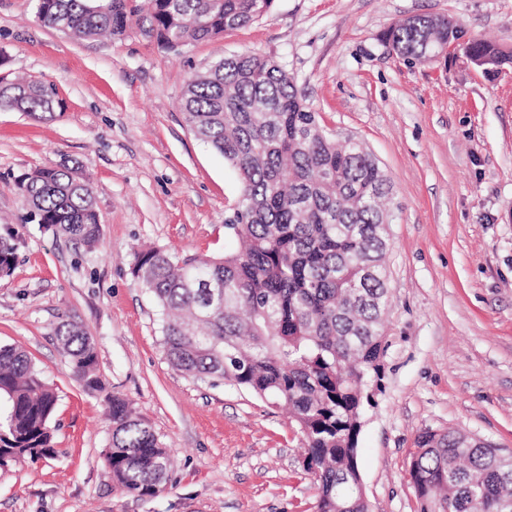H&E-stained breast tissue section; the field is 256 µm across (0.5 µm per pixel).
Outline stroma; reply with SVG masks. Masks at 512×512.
<instances>
[{
  "label": "stroma",
  "mask_w": 512,
  "mask_h": 512,
  "mask_svg": "<svg viewBox=\"0 0 512 512\" xmlns=\"http://www.w3.org/2000/svg\"><path fill=\"white\" fill-rule=\"evenodd\" d=\"M446 15L512 49V0H274L249 26L161 50L137 32L77 39L35 0H0V74L54 84L49 121L0 111V344L32 357L59 396L55 458L0 469V512H314L315 485L287 415L234 385L174 370L136 252L223 255L238 183L180 109L197 72L257 52L294 77L337 138L363 140L392 183L384 378L359 437L372 512H418L417 435L454 428L512 452V72L488 80L454 50L410 64L382 41L398 20ZM68 165L92 183L101 240L75 247L23 204L18 180ZM83 325L105 393H85L55 336ZM130 399L172 450L142 500L104 461L106 392Z\"/></svg>",
  "instance_id": "stroma-1"
}]
</instances>
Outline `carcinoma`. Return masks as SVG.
<instances>
[{
	"label": "carcinoma",
	"mask_w": 512,
	"mask_h": 512,
	"mask_svg": "<svg viewBox=\"0 0 512 512\" xmlns=\"http://www.w3.org/2000/svg\"><path fill=\"white\" fill-rule=\"evenodd\" d=\"M44 26L95 38L132 26L161 48L244 27L273 0H35ZM465 31L448 16L398 21L385 43L411 63H430ZM494 76L512 50L462 41ZM194 134L214 148L239 184L222 256H180L154 247L135 254L133 275L155 298L169 364L199 381L224 380L293 416L316 484L315 512H371L357 451L363 418L380 389L390 302L385 202L390 180L359 139L336 141L288 72L254 52L226 57L192 77L180 100ZM60 107L56 87L0 76V109L37 119ZM38 223L77 246L95 247L101 220L93 189L67 167L19 180ZM15 264L0 238V275ZM73 378L105 393L95 340L76 322L55 332ZM112 434L104 460L121 493L157 495L171 451L130 402L106 393ZM0 468L55 455L58 395L31 358L0 346ZM410 478L420 512H512V455L463 433L425 430L415 439Z\"/></svg>",
	"instance_id": "obj_1"
}]
</instances>
